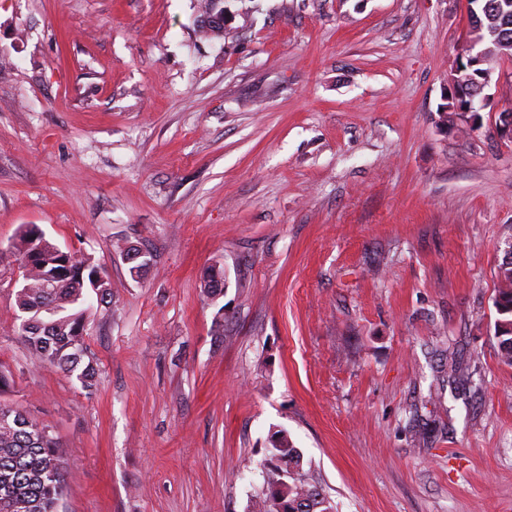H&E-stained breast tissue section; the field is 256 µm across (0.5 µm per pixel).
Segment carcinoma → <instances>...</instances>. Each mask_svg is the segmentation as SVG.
<instances>
[{
  "label": "carcinoma",
  "instance_id": "carcinoma-1",
  "mask_svg": "<svg viewBox=\"0 0 512 512\" xmlns=\"http://www.w3.org/2000/svg\"><path fill=\"white\" fill-rule=\"evenodd\" d=\"M483 47L499 50L504 16L512 18V0H478ZM471 88L468 72L457 82L455 95L440 107L442 118L467 103ZM0 261L17 265L24 282L16 292L14 321L30 356L52 367L85 388L95 382L96 367L88 356V336L94 306L112 303L107 272L91 258L62 251L36 225L19 232L13 248ZM494 306L498 314L495 338L501 356L512 365V254L497 271ZM224 267L216 262L203 278L205 293H224ZM61 444L23 412L0 403V512H59L69 473ZM288 483H283V474ZM265 493L254 512H333V505L312 475L302 466V454L285 431L274 435L264 466Z\"/></svg>",
  "mask_w": 512,
  "mask_h": 512
}]
</instances>
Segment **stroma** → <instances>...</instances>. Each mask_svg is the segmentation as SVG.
Returning <instances> with one entry per match:
<instances>
[{"mask_svg":"<svg viewBox=\"0 0 512 512\" xmlns=\"http://www.w3.org/2000/svg\"><path fill=\"white\" fill-rule=\"evenodd\" d=\"M198 6L0 0V250L38 226L112 288L86 389L30 358L0 265V402L58 437L60 512H251L279 430L335 512H512V63L462 135L466 0H224L220 40ZM466 88H471V84L468 78V72L464 71L463 76L457 82L455 95L452 97L451 93L448 92L446 97L448 102L442 104L440 107L439 112H441L442 118H444L443 121L448 123V114L453 115L455 109L459 107L457 110V112H459L458 119L465 125L464 127H475L478 125L479 122L476 121V118L479 116V111L486 106L487 97L484 95L481 99H477L479 100L478 107L476 105L477 100L465 105L467 103V96L464 89ZM463 105H465L464 108L460 109ZM497 280L494 306L499 317L495 322L494 334L502 358L512 365V254H507L499 264ZM224 279L223 265L220 262L214 263L204 276L201 287L205 293L215 298L224 294V288H226V280ZM221 286H224V288H220Z\"/></svg>","mask_w":512,"mask_h":512,"instance_id":"stroma-1","label":"stroma"}]
</instances>
